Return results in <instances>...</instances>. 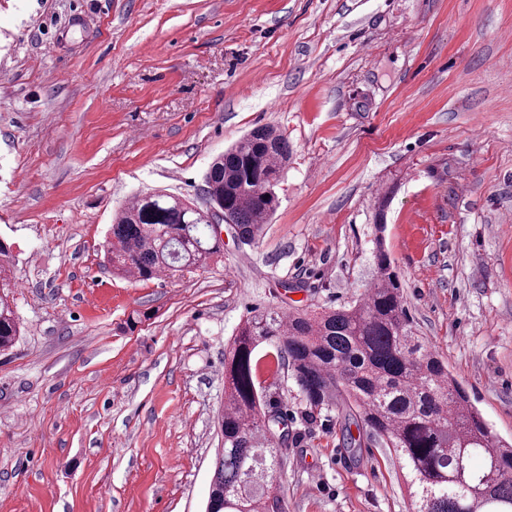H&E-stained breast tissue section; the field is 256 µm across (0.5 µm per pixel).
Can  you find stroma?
Masks as SVG:
<instances>
[{
	"instance_id": "1",
	"label": "stroma",
	"mask_w": 512,
	"mask_h": 512,
	"mask_svg": "<svg viewBox=\"0 0 512 512\" xmlns=\"http://www.w3.org/2000/svg\"><path fill=\"white\" fill-rule=\"evenodd\" d=\"M273 125L290 159L257 244L138 281L103 243L139 192L205 198ZM0 240L22 334L0 353V512H204L224 348L250 311L336 308L384 247L413 329L512 439V0H0ZM136 312L149 321L128 329ZM293 416L284 512H407L342 409Z\"/></svg>"
}]
</instances>
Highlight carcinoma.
Segmentation results:
<instances>
[{
    "instance_id": "cac0c4a2",
    "label": "carcinoma",
    "mask_w": 512,
    "mask_h": 512,
    "mask_svg": "<svg viewBox=\"0 0 512 512\" xmlns=\"http://www.w3.org/2000/svg\"><path fill=\"white\" fill-rule=\"evenodd\" d=\"M279 129H253L214 158L204 173L205 206L161 190L136 195L111 224L107 262L149 280L165 269L199 267L220 254L211 234L219 216L243 244H253L279 206L276 187L288 162ZM10 246L0 241V351L20 336L10 301ZM373 288L353 304L320 312L254 310L224 351L222 448L213 465L205 512H283L276 483L288 417L264 399L257 348L274 344L313 424L347 405L354 424L394 455L409 512H512V444L489 429L467 391L412 330L388 254L375 252Z\"/></svg>"
}]
</instances>
